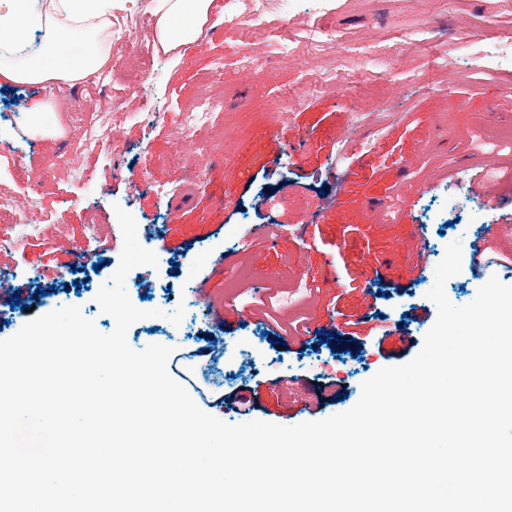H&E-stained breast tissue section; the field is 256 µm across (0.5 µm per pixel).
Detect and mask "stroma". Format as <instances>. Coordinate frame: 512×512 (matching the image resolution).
<instances>
[{
  "label": "stroma",
  "instance_id": "35a3bbf8",
  "mask_svg": "<svg viewBox=\"0 0 512 512\" xmlns=\"http://www.w3.org/2000/svg\"><path fill=\"white\" fill-rule=\"evenodd\" d=\"M224 4L215 0L197 43L165 53L151 42L152 0H139V24L112 54L146 70L148 81L125 101L115 96L113 69L97 85L70 87L68 105L56 85L0 82V148L20 160L0 159V200L36 212L42 225L0 248V277L19 291L18 306L0 304V339L65 305L112 331L95 296L119 264L120 207L158 257L157 267L134 268L128 295L137 308L163 312L135 323L129 345L179 349L191 336L223 337V393L249 385L258 395L248 415L226 408L219 419L289 426L350 409L366 379L414 358L436 320L427 293L447 245L461 241L467 256L512 213V203L498 202L512 186V0H246L254 19L236 28L225 27ZM201 98L211 118L187 131L184 112ZM40 100L53 105L63 136H28V107ZM457 101L464 110L452 111ZM278 112L288 115L287 131ZM91 124L107 137L82 159L89 180L47 168L72 158ZM186 177L194 190L174 197ZM417 227L426 238L418 271L403 249ZM488 240L499 265L463 262L445 284L452 304L471 303L493 275L512 286V236ZM258 251L261 269L251 260ZM220 255L228 261L218 296L240 306L248 290L291 289L292 280L263 271L306 256L321 292L295 297L287 315L310 312L313 334L276 343L254 319L197 321L196 284ZM53 259L63 264L55 279L43 274ZM139 275L150 292L138 288ZM180 306L176 326L167 315ZM343 312L402 328L411 342L395 351L375 336L341 338ZM327 374L339 385H326ZM279 377L293 380L292 402L274 393Z\"/></svg>",
  "mask_w": 512,
  "mask_h": 512
}]
</instances>
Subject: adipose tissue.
<instances>
[{
    "label": "adipose tissue",
    "mask_w": 512,
    "mask_h": 512,
    "mask_svg": "<svg viewBox=\"0 0 512 512\" xmlns=\"http://www.w3.org/2000/svg\"><path fill=\"white\" fill-rule=\"evenodd\" d=\"M48 13L36 11L32 0H6L0 12V43L27 42L36 29L48 39L42 50L23 63L0 62V79L12 83L72 84L104 73L111 60L109 30L117 14L128 13L137 0H51ZM155 45L174 51L196 42L209 22L214 0H153Z\"/></svg>",
    "instance_id": "ef3b65f1"
}]
</instances>
